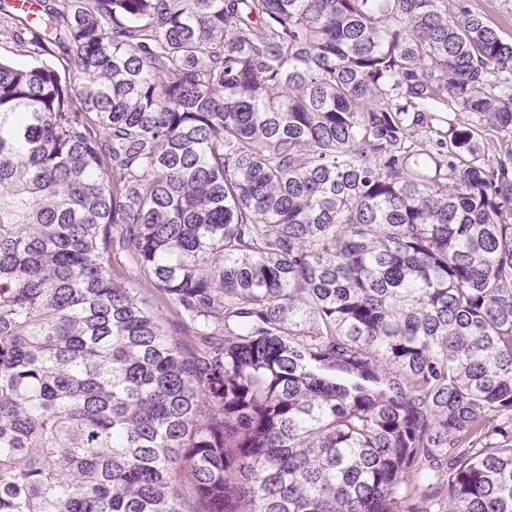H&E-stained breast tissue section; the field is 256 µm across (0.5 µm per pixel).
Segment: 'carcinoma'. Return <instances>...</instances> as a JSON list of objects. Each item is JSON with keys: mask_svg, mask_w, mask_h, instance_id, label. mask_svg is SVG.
Segmentation results:
<instances>
[{"mask_svg": "<svg viewBox=\"0 0 512 512\" xmlns=\"http://www.w3.org/2000/svg\"><path fill=\"white\" fill-rule=\"evenodd\" d=\"M0 14L78 65L0 61V512H512V40L472 0Z\"/></svg>", "mask_w": 512, "mask_h": 512, "instance_id": "1", "label": "carcinoma"}]
</instances>
